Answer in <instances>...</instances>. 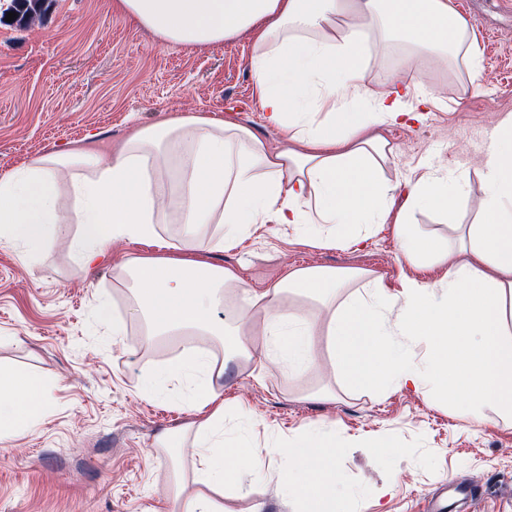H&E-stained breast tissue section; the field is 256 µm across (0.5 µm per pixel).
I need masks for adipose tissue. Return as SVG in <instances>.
Instances as JSON below:
<instances>
[{
  "mask_svg": "<svg viewBox=\"0 0 512 512\" xmlns=\"http://www.w3.org/2000/svg\"><path fill=\"white\" fill-rule=\"evenodd\" d=\"M112 9L168 45L249 35L260 108L285 143L274 149L240 123L193 115L132 125L105 149L40 156L0 176V242L33 256L63 225H77V263L108 261L129 277L148 338L206 333L222 337L230 361L261 373H305L325 360L358 392L425 387L474 420L487 405L512 416V114L498 121L481 161L477 223L452 225L444 239L410 217L461 206V187L429 171L396 204L397 187L382 176L393 149L375 132L421 120L430 100L395 76L386 91L367 84L372 41L407 43L417 62L443 55L473 68L470 22L448 0H112ZM387 222L402 259L444 268L440 280L406 277L392 295L368 270L311 266L246 290L213 260L260 224L333 246L359 244ZM164 224L179 233L163 236ZM119 241L146 250L111 258L108 246ZM240 292L244 304L231 306ZM250 327L261 344L245 340ZM406 337L425 340L424 364L409 357ZM223 375L213 356L191 349L141 383L156 399L170 380L186 381L197 414L181 436L196 457L195 490L177 484L176 512H226L224 491L240 464H259L248 430L224 445ZM48 398L40 376L0 368V439L33 427ZM306 436V447L277 443L268 458L304 512H336V432L314 424Z\"/></svg>",
  "mask_w": 512,
  "mask_h": 512,
  "instance_id": "ef3b65f1",
  "label": "adipose tissue"
}]
</instances>
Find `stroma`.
I'll use <instances>...</instances> for the list:
<instances>
[{"instance_id": "obj_1", "label": "stroma", "mask_w": 512, "mask_h": 512, "mask_svg": "<svg viewBox=\"0 0 512 512\" xmlns=\"http://www.w3.org/2000/svg\"><path fill=\"white\" fill-rule=\"evenodd\" d=\"M472 23L477 77L443 61L416 68L396 46L375 47L370 87L391 75L420 83L431 103L421 121L381 125L394 154L383 175L391 183L438 170L466 181V204L445 214L423 211L414 221L447 233L473 223L484 198L479 159L489 150L498 119L512 113V6L504 0H449ZM112 0H51L40 23H0V174L95 132L101 143L122 140L135 124L204 114L249 127L271 147L283 137L266 124L243 36L218 46L157 42ZM217 261L245 287L264 288L293 267H362L397 293L402 277L436 281L440 267L399 260L391 224L374 228L355 246L300 243L296 232L261 224ZM109 295L125 333L98 322L96 293ZM140 315L117 271L88 272L72 258L66 235L42 253L23 258L0 245V366L38 372L51 386V406L32 429L0 440V512H168L173 474L190 473V453L156 447L157 436L190 424L187 389L169 385L164 401L140 396L142 374L189 347L223 357L214 336L142 341ZM224 398L250 412L251 441L263 468L241 467V481L224 500L227 512H301L297 494H282L269 446L303 436L309 425L336 428L341 482L337 512H432L442 491L460 483L474 499L449 498L446 512H512V419L485 407L487 423L472 422L429 391L352 393L313 397L334 383L329 366L298 377L260 375L228 364ZM378 437L394 448L370 449Z\"/></svg>"}]
</instances>
